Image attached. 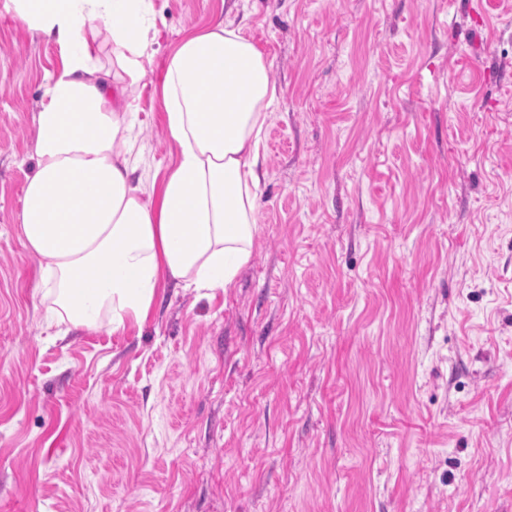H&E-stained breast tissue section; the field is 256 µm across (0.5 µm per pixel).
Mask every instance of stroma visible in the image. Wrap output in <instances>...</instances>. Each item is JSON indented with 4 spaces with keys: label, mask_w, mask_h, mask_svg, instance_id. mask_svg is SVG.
Masks as SVG:
<instances>
[{
    "label": "stroma",
    "mask_w": 512,
    "mask_h": 512,
    "mask_svg": "<svg viewBox=\"0 0 512 512\" xmlns=\"http://www.w3.org/2000/svg\"><path fill=\"white\" fill-rule=\"evenodd\" d=\"M272 65L253 255L142 328L41 318L17 213L64 46L0 0V512H512V0H153Z\"/></svg>",
    "instance_id": "stroma-1"
}]
</instances>
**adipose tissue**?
<instances>
[{
  "label": "adipose tissue",
  "instance_id": "adipose-tissue-1",
  "mask_svg": "<svg viewBox=\"0 0 512 512\" xmlns=\"http://www.w3.org/2000/svg\"><path fill=\"white\" fill-rule=\"evenodd\" d=\"M20 20L67 48L35 117L36 170L18 214L39 260L48 325L118 334L142 326L169 286L229 288L252 256L269 65L224 23L167 59L165 130L175 161L145 191L133 120L154 53L152 0H13Z\"/></svg>",
  "mask_w": 512,
  "mask_h": 512
}]
</instances>
